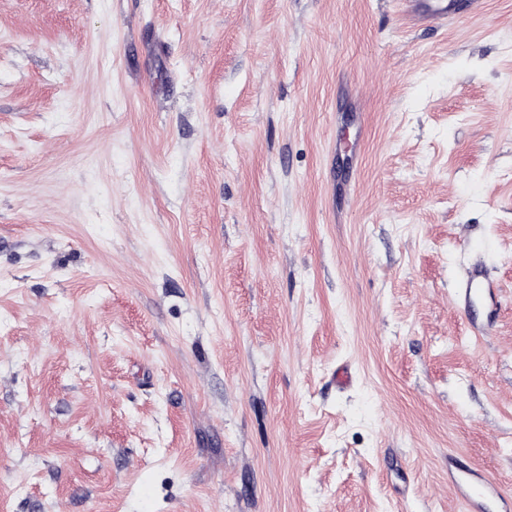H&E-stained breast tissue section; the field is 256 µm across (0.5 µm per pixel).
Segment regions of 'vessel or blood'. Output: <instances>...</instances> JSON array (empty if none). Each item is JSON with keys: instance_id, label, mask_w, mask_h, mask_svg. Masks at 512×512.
Instances as JSON below:
<instances>
[{"instance_id": "obj_1", "label": "vessel or blood", "mask_w": 512, "mask_h": 512, "mask_svg": "<svg viewBox=\"0 0 512 512\" xmlns=\"http://www.w3.org/2000/svg\"><path fill=\"white\" fill-rule=\"evenodd\" d=\"M402 15L414 25L431 21H466L473 18L483 0H467L457 7L453 0H399ZM501 287L482 261L468 265L453 292L457 307L468 314L469 336L482 342L499 315ZM448 488L467 512H512V495L503 491L481 468L456 454L448 456Z\"/></svg>"}]
</instances>
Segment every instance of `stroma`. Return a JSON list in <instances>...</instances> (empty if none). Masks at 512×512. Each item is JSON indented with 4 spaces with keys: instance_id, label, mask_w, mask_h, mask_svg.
<instances>
[{
    "instance_id": "stroma-1",
    "label": "stroma",
    "mask_w": 512,
    "mask_h": 512,
    "mask_svg": "<svg viewBox=\"0 0 512 512\" xmlns=\"http://www.w3.org/2000/svg\"><path fill=\"white\" fill-rule=\"evenodd\" d=\"M399 16L0 0V512H463L452 451L512 493V0ZM453 0H399L402 15L413 25L431 21H466L473 18L484 3L483 0H466L462 10ZM501 286L489 274L481 260L468 265L453 292L457 307L467 316L470 338L482 342L490 336L499 315ZM480 305L483 314L474 317L471 307Z\"/></svg>"
}]
</instances>
